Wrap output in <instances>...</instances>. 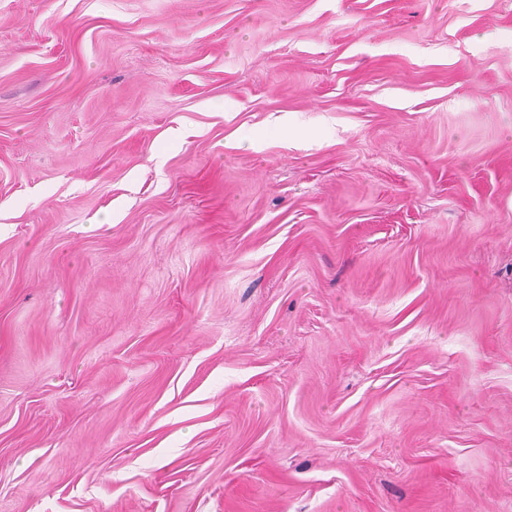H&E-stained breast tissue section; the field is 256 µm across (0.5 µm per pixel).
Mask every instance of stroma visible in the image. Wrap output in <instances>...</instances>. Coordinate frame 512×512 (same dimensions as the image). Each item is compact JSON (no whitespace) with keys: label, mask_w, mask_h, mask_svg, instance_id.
<instances>
[{"label":"stroma","mask_w":512,"mask_h":512,"mask_svg":"<svg viewBox=\"0 0 512 512\" xmlns=\"http://www.w3.org/2000/svg\"><path fill=\"white\" fill-rule=\"evenodd\" d=\"M0 512H512V0H0Z\"/></svg>","instance_id":"1"}]
</instances>
